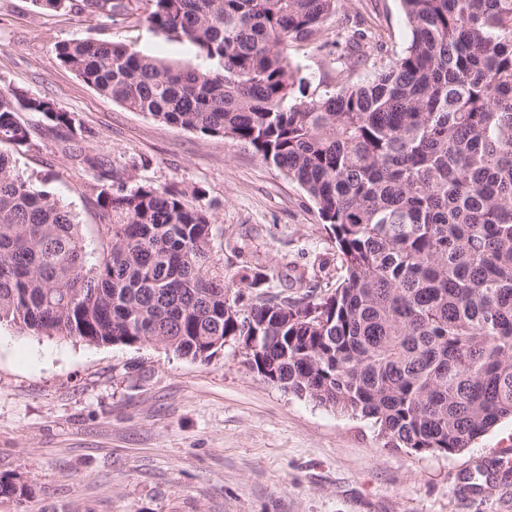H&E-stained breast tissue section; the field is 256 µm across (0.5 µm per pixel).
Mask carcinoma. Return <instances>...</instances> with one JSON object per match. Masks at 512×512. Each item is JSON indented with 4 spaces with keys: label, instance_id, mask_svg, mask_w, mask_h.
Masks as SVG:
<instances>
[{
    "label": "carcinoma",
    "instance_id": "1",
    "mask_svg": "<svg viewBox=\"0 0 512 512\" xmlns=\"http://www.w3.org/2000/svg\"><path fill=\"white\" fill-rule=\"evenodd\" d=\"M115 20L132 0H32ZM144 21L206 68L125 45L56 46L60 64L132 112L249 146L296 182L336 244L335 292H262L228 278L212 215L175 184L93 185L100 247L0 151V324L94 345L155 344L209 362L253 344L251 368L373 421L385 445L456 454L512 418V0H402L406 47L339 88L298 76L336 0H148ZM77 134L46 97L0 93V145L19 116ZM0 480V497L27 498Z\"/></svg>",
    "mask_w": 512,
    "mask_h": 512
}]
</instances>
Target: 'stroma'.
<instances>
[{
	"instance_id": "35a3bbf8",
	"label": "stroma",
	"mask_w": 512,
	"mask_h": 512,
	"mask_svg": "<svg viewBox=\"0 0 512 512\" xmlns=\"http://www.w3.org/2000/svg\"><path fill=\"white\" fill-rule=\"evenodd\" d=\"M366 44L350 66L349 16ZM409 35L401 0H337L318 42L287 54L312 83L361 81ZM107 40L204 66L196 47L138 16L111 21L0 0V91L54 99L78 134L22 113L32 147H9L37 188L68 205L88 247L99 240L96 165L116 185L178 184L224 230L213 242L227 274L305 272L316 297L339 275L336 248L302 189L249 147L204 139L131 112L56 58L58 42ZM32 489L0 512H512V420L456 455L385 447L371 420L333 411L264 381L241 343L203 363L151 344L90 345L0 326V477Z\"/></svg>"
}]
</instances>
